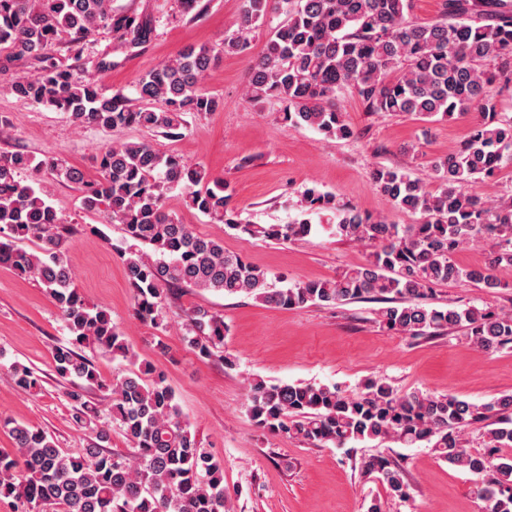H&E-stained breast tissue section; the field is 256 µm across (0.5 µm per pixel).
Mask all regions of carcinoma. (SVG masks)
Masks as SVG:
<instances>
[{
  "instance_id": "cac0c4a2",
  "label": "carcinoma",
  "mask_w": 512,
  "mask_h": 512,
  "mask_svg": "<svg viewBox=\"0 0 512 512\" xmlns=\"http://www.w3.org/2000/svg\"><path fill=\"white\" fill-rule=\"evenodd\" d=\"M275 0H243L238 30L218 47H189L145 72L130 91L105 95L95 76L77 78L54 61L62 40L75 51L100 30L132 50L146 43L153 20L114 6V0H0V54L7 62L34 64L7 90L20 99L69 115L77 126L116 134L132 126L161 129L170 137L186 128V116L215 112L222 102L202 91L205 75L225 55L244 52L250 34L264 25ZM285 21L272 27L249 68L245 96L283 104L282 120L330 138L352 129L339 101L348 91L366 111L407 114L430 122L471 110L479 119L460 146L430 166L439 188L430 192L410 174L383 166L371 172L373 187L396 207L416 216L393 224L353 207H336V196L315 186L302 194L307 210L339 211L334 233L369 249L365 263L324 280L280 285L224 243L198 234L166 207L180 190L186 206L230 230L271 241L295 242L312 232L303 219L256 226L238 219L224 181L146 142L115 141L96 157V175L61 160L24 152L0 154V267L40 281L55 301L69 334L51 350L56 374L109 393L101 413L77 391L74 420L84 447L69 453L48 435L10 419L0 422L15 452L0 455V495L19 500L21 512H225L224 465L202 446L183 418L174 391L147 360L138 361L110 312L89 306L75 286L70 230L21 171H46L82 187L86 208L123 226L137 247L119 255L135 293L138 317L164 320V301L176 290L245 295L285 309L336 306L358 300L381 304L374 322L388 333L422 337L460 326L479 350L512 344V312L487 306L465 309L429 303L434 288L466 280L489 293L512 288V195L494 203L465 186L512 167V117L497 109L489 87L512 83V0H440L438 15L421 21L412 0H288ZM496 237L482 265L461 267L453 255L487 235ZM40 243V251L20 247ZM185 340L202 358L224 345V319L205 309L187 314ZM92 347L122 358L134 369L109 384L80 353ZM9 369L18 389L32 394L41 378L29 366ZM249 414L271 435H289L322 447L393 441L431 445L436 456L474 476V492L486 512H512V395L476 405L453 396L401 393L381 379L366 380L348 394L338 386L248 382ZM496 417L484 452L471 453L464 433L477 419ZM131 443L128 453L107 450L112 427ZM378 474L392 499L409 498L404 470L385 458L363 463Z\"/></svg>"
}]
</instances>
